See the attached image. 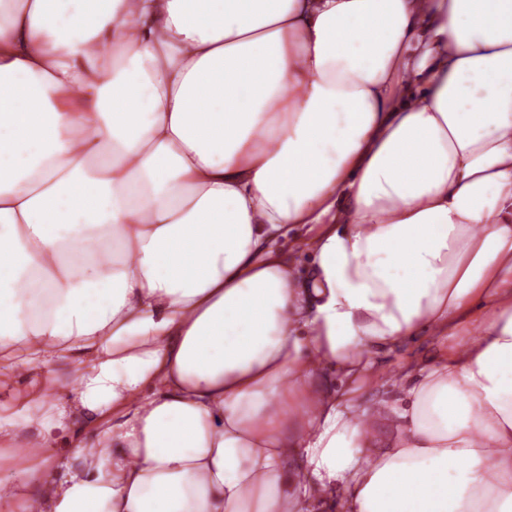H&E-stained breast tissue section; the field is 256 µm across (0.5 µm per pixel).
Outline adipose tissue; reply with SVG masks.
Returning <instances> with one entry per match:
<instances>
[{
  "label": "adipose tissue",
  "mask_w": 512,
  "mask_h": 512,
  "mask_svg": "<svg viewBox=\"0 0 512 512\" xmlns=\"http://www.w3.org/2000/svg\"><path fill=\"white\" fill-rule=\"evenodd\" d=\"M63 360L0 512H512V0H0V380ZM436 343L431 339H423L394 349L382 356L383 362L390 371L396 370L410 357H426L435 349ZM76 375L71 361H62L55 367V382L51 387L44 385V395L54 398L57 395L72 392L76 388Z\"/></svg>",
  "instance_id": "1"
}]
</instances>
